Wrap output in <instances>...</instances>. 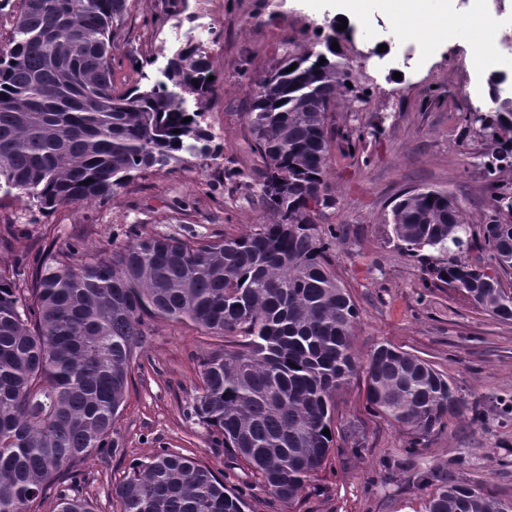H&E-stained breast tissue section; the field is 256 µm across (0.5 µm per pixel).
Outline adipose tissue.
<instances>
[{"instance_id":"1","label":"adipose tissue","mask_w":512,"mask_h":512,"mask_svg":"<svg viewBox=\"0 0 512 512\" xmlns=\"http://www.w3.org/2000/svg\"><path fill=\"white\" fill-rule=\"evenodd\" d=\"M384 4L394 20L405 22V35L426 36L437 44L453 34L479 47L482 55L490 53L494 32L485 25L481 13L457 17L451 11L450 0H384Z\"/></svg>"}]
</instances>
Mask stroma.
I'll return each instance as SVG.
<instances>
[{
	"instance_id": "35a3bbf8",
	"label": "stroma",
	"mask_w": 512,
	"mask_h": 512,
	"mask_svg": "<svg viewBox=\"0 0 512 512\" xmlns=\"http://www.w3.org/2000/svg\"><path fill=\"white\" fill-rule=\"evenodd\" d=\"M112 45V84L124 91L138 78L130 54L163 67L187 39L200 42L222 77L206 103L204 124L220 146V163L244 173L260 164L245 138L247 91L285 53L317 49L329 33L337 0H128ZM480 11L495 28L496 61L512 65V0H456L455 13ZM389 43L388 53H375ZM342 61L361 97L340 93L332 109L336 140L327 180L336 198L321 227H343L332 250L336 273L355 297L353 330L359 358L389 343L432 364L468 400L471 414L421 445L403 428L370 415L362 381L341 395L337 439L327 465L293 505L269 495L246 468L229 469L224 450L190 414L202 386L200 358L223 339L195 327L148 320V334L129 365L128 387L116 423L122 450L72 463L29 512H57L60 497L77 496L92 512H121L116 486L131 465L166 448L192 458L230 484L245 488L250 512H427L431 489L419 476L448 477L512 499V324H503L444 283L426 280L424 260L392 239L389 219L398 196L411 190L448 193L467 223H485L490 197L479 164L493 148L469 112H487L485 75L475 48L460 40L433 46L400 32L381 0H366L364 16L339 43ZM264 216L243 193L211 186L194 168L137 179L108 200L42 214L15 197L0 196V266L33 262L47 248L76 238L90 251L127 242L142 232L186 228L205 237L240 234Z\"/></svg>"
}]
</instances>
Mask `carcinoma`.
<instances>
[{"instance_id": "carcinoma-1", "label": "carcinoma", "mask_w": 512, "mask_h": 512, "mask_svg": "<svg viewBox=\"0 0 512 512\" xmlns=\"http://www.w3.org/2000/svg\"><path fill=\"white\" fill-rule=\"evenodd\" d=\"M0 27V192L42 211L93 203L153 171L216 160L201 125L219 75L187 41L155 79L118 93L112 32L126 0H7ZM324 49L286 54L258 96H249L251 150L262 160L251 183L227 168L210 176L260 198L268 222L210 240L148 234L94 255L73 241L30 267H0V512L28 506L76 459L110 448L128 365L146 335L144 317L191 322L233 338L201 359L202 393L191 414L224 451L291 505L326 462L337 399L361 379L370 410L428 437L469 402L429 362L389 344L360 360L359 310L331 259L341 229H321L319 206L335 205L326 180L335 139L332 105L350 75ZM325 63H320V59ZM296 65L287 71L290 65ZM213 80H208L209 76ZM191 121L185 123L183 119ZM496 139L512 130V104L480 117ZM512 140L480 162L494 213L474 230L449 196H403L392 233L410 254L431 251L426 274L502 323L512 297V193L496 183ZM91 183H85V180ZM478 237L486 261L463 255ZM123 512H246L245 496L210 470L166 448L136 463L116 488ZM505 500L466 482L442 480L427 512H505Z\"/></svg>"}]
</instances>
